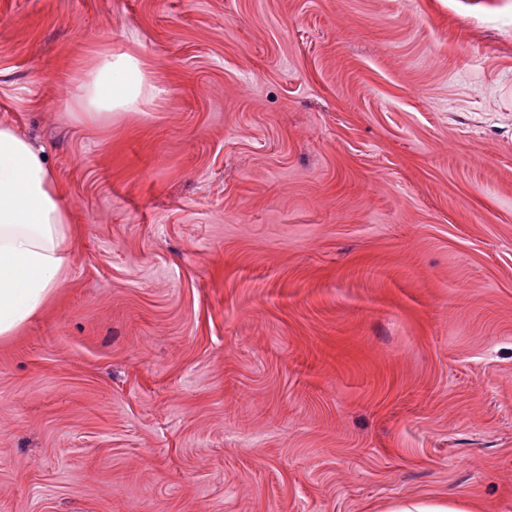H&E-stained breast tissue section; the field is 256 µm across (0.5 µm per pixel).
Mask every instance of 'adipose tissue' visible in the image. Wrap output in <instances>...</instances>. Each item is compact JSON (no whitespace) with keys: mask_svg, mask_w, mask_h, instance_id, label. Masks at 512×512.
Returning <instances> with one entry per match:
<instances>
[{"mask_svg":"<svg viewBox=\"0 0 512 512\" xmlns=\"http://www.w3.org/2000/svg\"><path fill=\"white\" fill-rule=\"evenodd\" d=\"M147 86L126 54L104 53L76 81L77 118L138 109ZM72 226L54 179L34 147L0 127V337L40 313L69 273Z\"/></svg>","mask_w":512,"mask_h":512,"instance_id":"1","label":"adipose tissue"}]
</instances>
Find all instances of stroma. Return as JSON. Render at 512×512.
<instances>
[{"mask_svg": "<svg viewBox=\"0 0 512 512\" xmlns=\"http://www.w3.org/2000/svg\"><path fill=\"white\" fill-rule=\"evenodd\" d=\"M0 126L73 226L0 512H512V0H0ZM148 89L136 59L107 52L76 80L72 110L79 119L110 118L138 109ZM385 512H479V510L471 503L458 499H417L397 502L389 506Z\"/></svg>", "mask_w": 512, "mask_h": 512, "instance_id": "stroma-1", "label": "stroma"}]
</instances>
